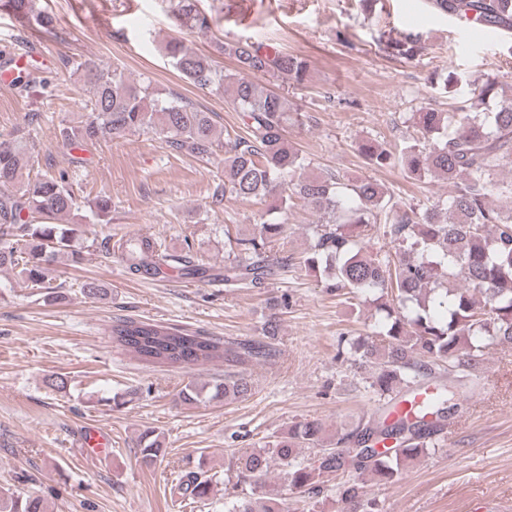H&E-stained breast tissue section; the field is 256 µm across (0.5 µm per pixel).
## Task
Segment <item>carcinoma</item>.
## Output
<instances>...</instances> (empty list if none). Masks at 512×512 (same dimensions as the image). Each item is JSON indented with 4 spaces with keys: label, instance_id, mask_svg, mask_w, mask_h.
<instances>
[{
    "label": "carcinoma",
    "instance_id": "carcinoma-1",
    "mask_svg": "<svg viewBox=\"0 0 512 512\" xmlns=\"http://www.w3.org/2000/svg\"><path fill=\"white\" fill-rule=\"evenodd\" d=\"M16 14L49 29L52 20L36 0H3ZM440 12L509 32L512 0H431ZM178 15L187 22L207 26L196 0H177ZM417 36L390 37L384 50L397 57L416 54ZM164 51L174 68L189 83L215 88L228 95L244 126V134L217 132L213 115L172 92L165 94L151 83H131L117 70L100 69L70 59L64 68L83 71L93 87L87 120L60 129L62 141L80 149L100 139H118L132 132L159 136L173 154L208 157L224 149L222 197L255 199L268 203L259 235L238 238L234 257L224 272L195 263L187 254L171 253L151 236L126 241L122 257L133 275H157L165 269L204 278L223 276L224 286L248 283L255 288L288 265V257L274 252L283 238L281 219L289 199L305 200L321 214L314 225V244L299 264L323 275L327 287L338 292L374 296L379 320L371 335L350 345L354 360L370 367V387L385 402L379 419L358 422L354 428L324 437L318 421L299 422L271 436L258 448H244L237 457L240 482L265 487L266 478L279 471L289 490L307 496L311 512L322 504L323 484L339 479L336 494L348 512H371L362 479L373 475L391 484L404 463L427 450L444 430L457 406L460 392L477 377L487 351L512 349V179L498 177L512 163V104L485 111L495 96V82L476 86L467 96L454 99L452 111L413 113L420 137L399 155L378 143L365 142L361 153L368 163L384 168L398 162L409 178L428 175L446 180L453 191L425 209L406 207L387 196L377 182L364 179L349 186L332 172L295 180L306 158L285 139L290 121L287 99L264 88L267 76L303 80L306 65L299 57L273 43L250 40L220 42L217 51L232 58L237 71L227 74L210 55L196 53L173 38ZM33 148L22 136L0 144V269L18 274L46 296H61L53 285L57 264L82 263L84 250L74 241L82 234L77 224L57 220L78 207L68 175L30 178ZM374 239L392 245L397 260L382 248L371 250ZM112 341L152 365L181 368L204 362L231 365L267 362L270 345L224 341L200 331L157 322L118 318L112 323ZM458 373L457 384L442 385L427 405L413 412L412 421L395 419L397 407L413 402L422 380L442 364ZM244 376L227 375L211 387L194 382L181 391L182 401L196 405L205 399H235L249 395ZM381 438L396 440L389 454L373 450ZM162 445L145 432L139 453L151 463ZM314 456L298 459L301 449ZM179 490L194 503H204L213 491L205 471L181 477ZM0 512H46L39 496L20 497L0 490ZM228 512H284L276 497L260 495L230 502Z\"/></svg>",
    "mask_w": 512,
    "mask_h": 512
}]
</instances>
